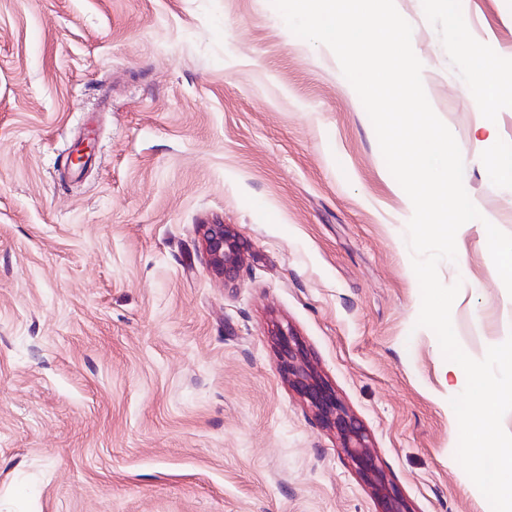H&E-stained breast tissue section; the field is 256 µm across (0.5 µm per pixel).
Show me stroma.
<instances>
[{
  "label": "stroma",
  "mask_w": 512,
  "mask_h": 512,
  "mask_svg": "<svg viewBox=\"0 0 512 512\" xmlns=\"http://www.w3.org/2000/svg\"><path fill=\"white\" fill-rule=\"evenodd\" d=\"M466 188L512 234V95L474 108L437 0H395ZM512 67V0H463ZM86 166L73 151L86 126ZM412 203L334 52L271 0H0V512H380L279 371L291 328L410 512H491L455 459L466 386L417 326ZM240 245L217 274L202 227ZM441 281L474 359L512 336L479 226ZM486 140L491 145L490 172L500 184L512 187V147L501 146L490 126H485Z\"/></svg>",
  "instance_id": "35a3bbf8"
}]
</instances>
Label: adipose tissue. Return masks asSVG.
Listing matches in <instances>:
<instances>
[{"mask_svg":"<svg viewBox=\"0 0 512 512\" xmlns=\"http://www.w3.org/2000/svg\"><path fill=\"white\" fill-rule=\"evenodd\" d=\"M460 45L471 73L468 96L475 108L490 110L504 94L512 93V68L500 65L468 40L462 39Z\"/></svg>","mask_w":512,"mask_h":512,"instance_id":"adipose-tissue-1","label":"adipose tissue"}]
</instances>
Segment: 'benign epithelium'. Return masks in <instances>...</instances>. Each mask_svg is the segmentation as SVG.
<instances>
[{
  "mask_svg": "<svg viewBox=\"0 0 512 512\" xmlns=\"http://www.w3.org/2000/svg\"><path fill=\"white\" fill-rule=\"evenodd\" d=\"M203 244L211 266L229 276L239 262V244L222 224L204 225ZM281 351L280 371L298 394L315 409L323 424L335 432L342 447L371 486L382 512H408L402 498L377 464L367 435L323 379L315 372L303 346L289 328L276 327L274 332Z\"/></svg>",
  "mask_w": 512,
  "mask_h": 512,
  "instance_id": "obj_1",
  "label": "benign epithelium"
}]
</instances>
